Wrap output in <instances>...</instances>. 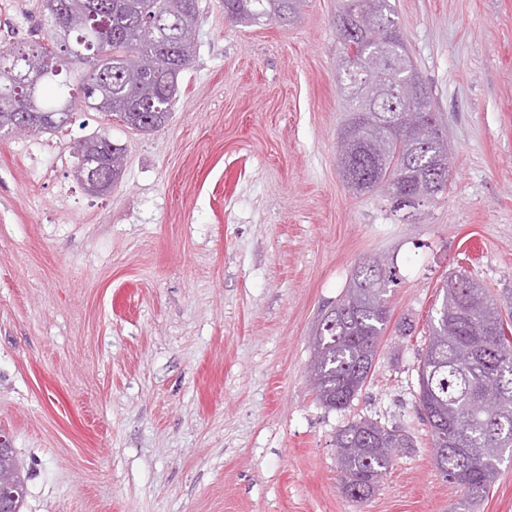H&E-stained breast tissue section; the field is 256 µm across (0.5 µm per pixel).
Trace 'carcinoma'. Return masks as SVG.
Instances as JSON below:
<instances>
[{
  "instance_id": "obj_1",
  "label": "carcinoma",
  "mask_w": 512,
  "mask_h": 512,
  "mask_svg": "<svg viewBox=\"0 0 512 512\" xmlns=\"http://www.w3.org/2000/svg\"><path fill=\"white\" fill-rule=\"evenodd\" d=\"M67 11L82 22L56 29L47 4H42V38L0 51V135H37L60 127L39 112L28 119L15 111L23 91L14 84L13 61L22 64L42 57L55 68L44 78L51 83L62 74L74 77L68 91L41 99L48 112L92 110L148 133L163 126L179 92V78L193 63L199 0H65ZM369 19L360 22L347 0L336 14V58L352 54L374 64L349 72L336 70L338 94L349 113L337 142L339 161L348 182L359 192H374L391 202L419 193L439 195L429 172L448 153V132L442 128L407 130L392 101H375L369 86H381L387 73L381 60L387 53L430 88L414 66L391 0H365ZM224 16L256 25L272 16L296 17L303 0H221ZM172 52L161 59L162 71L148 78L138 73L141 59ZM105 134L93 135L76 148L77 169H97L103 180L117 182L99 151ZM392 267L363 266L354 271L341 299L321 317L312 339L309 374L319 404L342 411L359 395L371 373L381 336L391 319L389 284ZM442 302L431 317L428 341L417 365V413L428 425L434 459L449 483L463 491L465 501L483 499L505 459L512 460V323L503 318L497 299L463 274H450L442 287ZM340 490L353 501L372 496L388 470L397 448L409 447L402 429L370 419L354 420L335 435ZM27 474L15 451L0 453V484H15L13 512H22Z\"/></svg>"
}]
</instances>
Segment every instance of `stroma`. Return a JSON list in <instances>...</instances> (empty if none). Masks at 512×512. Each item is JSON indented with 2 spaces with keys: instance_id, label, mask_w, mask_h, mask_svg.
Returning a JSON list of instances; mask_svg holds the SVG:
<instances>
[{
  "instance_id": "1",
  "label": "stroma",
  "mask_w": 512,
  "mask_h": 512,
  "mask_svg": "<svg viewBox=\"0 0 512 512\" xmlns=\"http://www.w3.org/2000/svg\"><path fill=\"white\" fill-rule=\"evenodd\" d=\"M40 5L0 0V49L42 36ZM199 5L162 127L79 110L0 136V439L29 474L23 512H460L417 363L450 273L512 302V0H396L452 155L412 223L338 168L336 0L285 25ZM100 132L124 167L98 196L74 147ZM368 256L399 273L392 324L359 396L330 411L310 341ZM360 417L411 445L355 502L334 439Z\"/></svg>"
}]
</instances>
